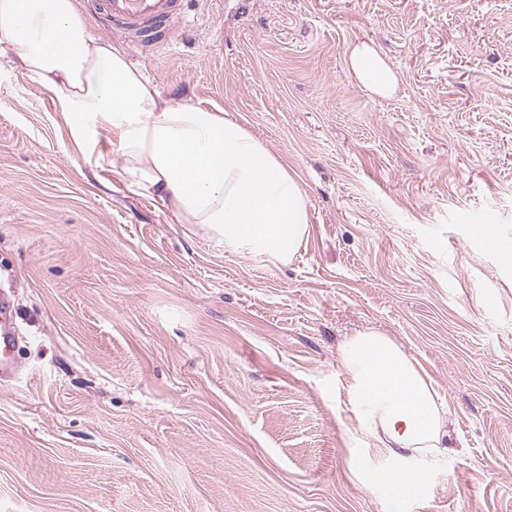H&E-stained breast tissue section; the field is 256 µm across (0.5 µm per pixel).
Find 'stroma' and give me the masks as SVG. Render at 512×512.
Instances as JSON below:
<instances>
[{
    "instance_id": "35a3bbf8",
    "label": "stroma",
    "mask_w": 512,
    "mask_h": 512,
    "mask_svg": "<svg viewBox=\"0 0 512 512\" xmlns=\"http://www.w3.org/2000/svg\"><path fill=\"white\" fill-rule=\"evenodd\" d=\"M89 31L161 97L229 112L303 188L288 264L174 224L0 59V512H394L341 350L391 339L448 410L401 512H512V0H197L159 54ZM356 42L398 82L349 73ZM492 211L483 241L462 218ZM348 69L365 88L379 95H387L397 84L394 71L379 52L365 43L354 44L346 57ZM14 324V302L4 291L0 293V380L12 378L18 368L14 351L18 343Z\"/></svg>"
}]
</instances>
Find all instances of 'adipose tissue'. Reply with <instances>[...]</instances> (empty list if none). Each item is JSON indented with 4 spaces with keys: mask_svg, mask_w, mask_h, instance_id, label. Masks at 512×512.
Listing matches in <instances>:
<instances>
[{
    "mask_svg": "<svg viewBox=\"0 0 512 512\" xmlns=\"http://www.w3.org/2000/svg\"><path fill=\"white\" fill-rule=\"evenodd\" d=\"M18 60L55 96L72 140L115 145V172L168 205L173 223L197 224L237 253L287 263L308 233L305 194L280 157L227 112L164 101L122 51L94 37L77 0H0V54ZM355 79L385 95L394 71L370 45L346 57ZM351 411L393 467L368 482L394 502L418 495L422 460L449 436L433 385L387 337L364 333L342 348Z\"/></svg>",
    "mask_w": 512,
    "mask_h": 512,
    "instance_id": "adipose-tissue-1",
    "label": "adipose tissue"
}]
</instances>
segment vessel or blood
Returning a JSON list of instances; mask_svg holds the SVG:
<instances>
[{
    "label": "vessel or blood",
    "instance_id": "vessel-or-blood-1",
    "mask_svg": "<svg viewBox=\"0 0 512 512\" xmlns=\"http://www.w3.org/2000/svg\"><path fill=\"white\" fill-rule=\"evenodd\" d=\"M96 18L110 22L115 31L142 51L168 44L175 21L186 16L187 0H85ZM18 334L14 324V302L0 293V380L17 372L14 351Z\"/></svg>",
    "mask_w": 512,
    "mask_h": 512
}]
</instances>
